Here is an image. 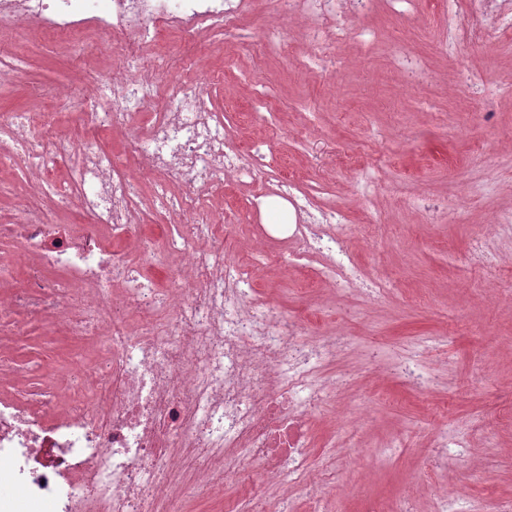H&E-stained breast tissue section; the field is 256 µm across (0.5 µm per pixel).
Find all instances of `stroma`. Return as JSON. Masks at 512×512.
<instances>
[{"instance_id": "stroma-1", "label": "stroma", "mask_w": 512, "mask_h": 512, "mask_svg": "<svg viewBox=\"0 0 512 512\" xmlns=\"http://www.w3.org/2000/svg\"><path fill=\"white\" fill-rule=\"evenodd\" d=\"M444 8L443 0H420L406 20L383 10L352 17L350 30L371 29L381 40L367 51L349 38L314 72L299 64L300 24L282 0H253L241 41L203 32L188 46L178 31L162 30L139 48L141 58L162 53L171 60L156 72L157 97L126 132L100 134L105 148L121 154L126 139L145 133L149 114L167 108L172 88L205 90L236 146L270 164L266 180L227 181L200 198L202 210L235 216L224 232L225 258L261 259L250 298L274 313L308 318L314 331H339L351 340L350 350L324 369L342 376L343 385L311 413V456L333 458L336 481L316 490L271 486L270 507L288 498L293 512H308L316 499L324 512H383L405 494L415 512H432L444 495L460 510L475 498L512 500V233L502 229L486 239L484 267L468 260L491 215L512 211V43H464L440 55L434 40ZM273 21L285 48L258 58L252 47ZM394 41L426 59L434 71L428 87H402L387 61ZM17 48L28 63L0 86V113H57L62 134L86 129L84 95L137 70L123 46L101 35L73 52L29 29L0 51ZM461 58L475 81L463 82ZM363 165L380 176L371 207L380 227L373 234L364 231L367 209L352 192ZM282 181L323 187L320 204L347 210L360 285L329 290L311 269L289 265L279 236L260 240L257 227L270 215H243L241 202ZM415 191L427 208L409 206ZM424 336L435 343L419 360L420 386L370 368L373 359L392 364ZM486 424L496 429L494 441L484 438ZM443 427L462 439L467 455L448 475L434 467ZM332 440L360 452L331 454ZM387 446L397 453L384 461L375 451Z\"/></svg>"}]
</instances>
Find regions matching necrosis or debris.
<instances>
[{
  "mask_svg": "<svg viewBox=\"0 0 512 512\" xmlns=\"http://www.w3.org/2000/svg\"><path fill=\"white\" fill-rule=\"evenodd\" d=\"M249 0H0V23L38 27L74 45L90 30L112 41L156 38V24L186 36L209 31L234 37ZM411 17L417 0H288L302 19V39L316 67L350 31L345 13L375 7ZM498 23L488 24L489 14ZM512 35V0H447L441 52L460 38L490 43ZM157 86L149 67L132 80L113 79L96 128L128 125L130 109L151 100ZM53 116L14 120L0 113V158L23 157L30 191L15 205L16 221L0 237L16 241L24 277L0 292V486L9 487L8 512H184L189 488L223 497L224 485L252 472L263 485H327L328 465L309 466L311 409L339 379L317 383L326 363L348 347L346 337L311 338L308 319L269 314L247 296L250 270L224 260L222 219L197 205L220 177L256 180L258 167L231 141L223 120L200 90L173 94L152 113L146 136L125 146L153 185L181 190L186 224L164 232L166 266L174 288L159 293L136 283L133 261L148 256L152 238L132 203L124 166L96 140L52 133ZM69 165L64 187L87 223L61 229L39 201L53 187L49 170ZM302 223L290 236L293 263L318 260L329 287L352 285L347 217L302 196ZM30 321L54 336L87 338L93 359L59 369L44 361L42 387L12 354Z\"/></svg>",
  "mask_w": 512,
  "mask_h": 512,
  "instance_id": "necrosis-or-debris-1",
  "label": "necrosis or debris"
}]
</instances>
